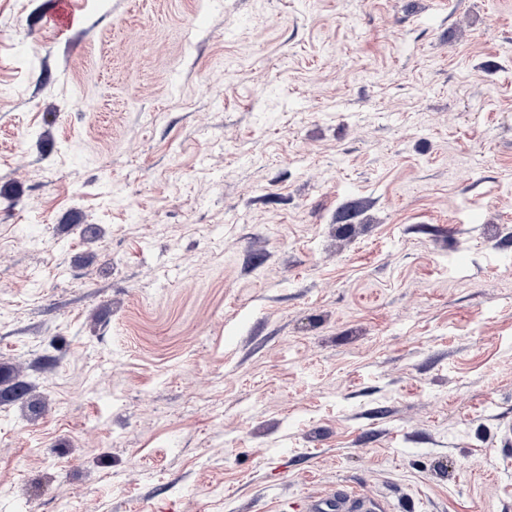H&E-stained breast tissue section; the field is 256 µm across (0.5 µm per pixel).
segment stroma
I'll use <instances>...</instances> for the list:
<instances>
[{"label":"stroma","instance_id":"1","mask_svg":"<svg viewBox=\"0 0 512 512\" xmlns=\"http://www.w3.org/2000/svg\"><path fill=\"white\" fill-rule=\"evenodd\" d=\"M58 3L0 0V512H512V0ZM308 512H384L383 505L365 495L339 490L330 495L313 497L308 502Z\"/></svg>","mask_w":512,"mask_h":512}]
</instances>
